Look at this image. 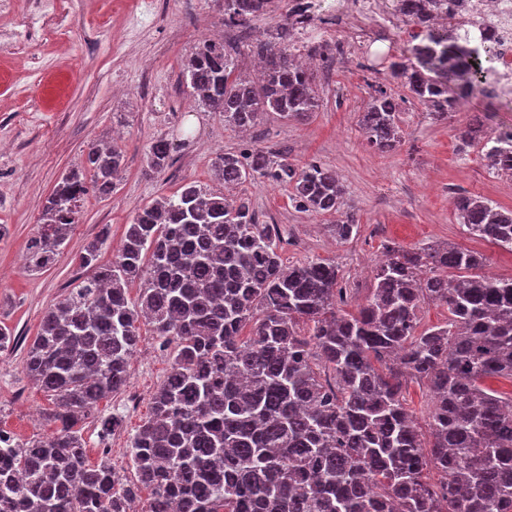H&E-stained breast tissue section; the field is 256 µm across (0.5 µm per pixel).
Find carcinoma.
<instances>
[{
  "mask_svg": "<svg viewBox=\"0 0 512 512\" xmlns=\"http://www.w3.org/2000/svg\"><path fill=\"white\" fill-rule=\"evenodd\" d=\"M270 0H224V24L248 26ZM427 29L391 75L444 117L473 91L486 60L464 53L462 25ZM262 78L236 74L231 52L204 40L184 65L198 102L236 129L265 112L302 118L319 108L312 74L292 61V28L259 47ZM358 125L381 152L400 143L393 100L380 93ZM460 140L481 143L492 169L512 175V133L470 124ZM170 144L150 146L148 168L169 165ZM123 155L93 142L85 166L63 175L26 246V269L55 261L79 203L112 192ZM224 187L258 175L293 187L301 212L337 214L345 189L318 163L298 169L262 150L220 154ZM466 232L512 251V210L460 194ZM340 240L354 220L331 225ZM104 229L79 255L88 275L45 312L23 361L50 397L48 436L0 447V512H512V396L484 386L512 379V278L480 273L485 258L445 244L388 249L373 288L354 314L336 262L285 264L281 233L259 223L247 198L194 183L142 208L111 264L99 263ZM139 284L137 298L129 286ZM426 303L448 321L418 330ZM176 342L171 371L131 440L136 482L110 462L87 459L83 424L122 390L137 349V322ZM410 379L425 381L433 404L430 440L404 404ZM441 474L437 484L428 472ZM23 480H18L17 476Z\"/></svg>",
  "mask_w": 512,
  "mask_h": 512,
  "instance_id": "cac0c4a2",
  "label": "carcinoma"
}]
</instances>
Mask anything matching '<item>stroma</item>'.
Masks as SVG:
<instances>
[{
	"mask_svg": "<svg viewBox=\"0 0 512 512\" xmlns=\"http://www.w3.org/2000/svg\"><path fill=\"white\" fill-rule=\"evenodd\" d=\"M292 8L293 0H273L270 13L244 35L225 25L220 0H60L55 11L46 0H0V224L6 227L0 237V325L19 339L15 348L0 350V428L24 440L49 431L40 416L47 396L24 372L23 358L47 308L84 278L77 262L84 246L108 228L99 261L111 263L144 206L187 183L217 188L213 163L223 152L261 149L299 168L315 162L336 170L346 189L343 211L358 224L342 242L329 230L335 216L297 211L292 187L257 176L237 191L250 199L261 223L280 228L284 262L335 261L356 300L368 295L389 245L451 243L482 253L498 277L512 278V252L471 237L453 205L465 192L512 210V178L489 168L484 149L462 147L459 139L472 115L491 134L512 127V96L474 93L447 118L434 119L390 75L391 61L403 54L413 31L402 15L392 19L389 43L379 40L374 22L357 16L319 33L340 52L314 68L319 108L305 118L267 112L244 134L196 103L181 74L199 42L223 30L239 73L252 75V42L275 40ZM381 91L398 104L401 142L389 153L371 146L358 125L363 106ZM113 132L125 164L111 194L86 196L54 264L26 271V244L45 199L62 173L83 163L94 139ZM160 137L169 141L171 159L151 175L147 154ZM139 333V361L125 391L99 405L101 415L120 413L121 426L103 438L96 419L84 424L89 461L108 458L128 483L136 479L131 438L171 364L170 350L147 321H140ZM132 391L141 402L127 411L123 404ZM106 443L112 447L107 455L101 450Z\"/></svg>",
	"mask_w": 512,
	"mask_h": 512,
	"instance_id": "obj_1",
	"label": "stroma"
}]
</instances>
